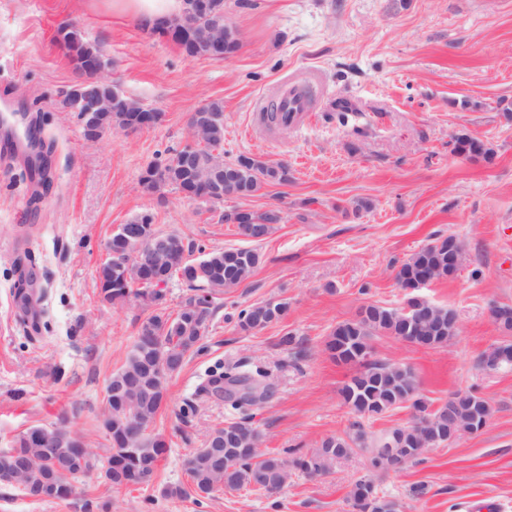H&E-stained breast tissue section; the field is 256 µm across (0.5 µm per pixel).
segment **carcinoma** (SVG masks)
<instances>
[{"label":"carcinoma","mask_w":512,"mask_h":512,"mask_svg":"<svg viewBox=\"0 0 512 512\" xmlns=\"http://www.w3.org/2000/svg\"><path fill=\"white\" fill-rule=\"evenodd\" d=\"M57 43L65 50L72 63L82 60L99 47L86 41L75 42L68 36H57ZM81 81L95 93L109 96L113 85L101 81L96 72L75 68ZM148 109L134 99L123 97L112 105V124L127 129ZM204 146L198 152L206 157L223 148L224 120L203 127ZM454 152L472 160L491 163L494 149L467 135L456 137ZM164 168L168 173L167 185L178 192L192 189L201 195L203 187L198 182L207 178L204 170L191 172L182 167V150L175 149L167 157L147 166L140 177L143 191H160L151 180L153 170ZM288 165L268 164L256 157L240 155L224 162V196L248 198L267 184L288 183ZM151 214H143L130 224V231L147 236L161 231L153 224ZM281 211L262 213L244 211L238 220V234L252 242L265 240L281 223ZM462 252V245L455 236H439L413 253L398 267L395 275L402 288L415 283H431L452 276L457 267L448 265L452 247ZM193 246L179 243L167 259L161 258L152 270H142L136 261L116 264L104 261L97 272L96 288L103 302L115 303L133 298L148 314L141 320L137 336L127 352L122 365L112 373L105 388V408L100 426L109 442L105 457L100 458L87 440L77 437L61 421L48 429L34 426L18 434L7 448L0 449V484L22 487L34 500L66 501L75 495L73 481L94 470L99 471L107 483L116 488L148 486L159 472L160 463L167 452V443L151 429L155 416L166 398V382L178 372L186 356L199 348L213 317L214 296L240 287L261 261L254 249H213L204 255L206 263L197 265L186 259L185 252ZM165 283L176 278L186 285L190 295L176 314L162 307L163 291L153 279ZM421 303L433 310V320L424 322L414 315H404L399 309H389L369 304L363 307L354 320L338 324L328 336L325 349L339 352L342 362L358 364L359 373L343 387L341 395L355 419L343 436H329L322 440L324 452L314 449L294 457L259 452L260 433L253 427L247 411L264 402L269 392L268 370L251 362H241L222 367L217 364L208 372L209 391L222 393L219 383L225 380L238 382L248 388L255 386L261 394L245 402H231L239 418L227 421V426L238 431L235 441L226 438L225 427L211 429L214 440L224 442L221 456L211 455L205 448L193 450L185 459V470L190 478L191 491L181 488L167 489V494L209 496L215 492L232 493L250 486L269 495L280 492L290 473L298 470L310 478L330 471L336 462V449L343 455L363 452L369 466L380 470L381 454L378 440L366 442L363 419H373L403 405L411 409L408 424L393 429L403 436L397 449L402 465L420 460V435L414 426L416 414L428 412L430 430L425 440L448 434V416L458 422H468V429H482L492 415L484 400L474 397V402L455 405L444 402L433 408L419 393V383L413 370L395 366L381 360H368L372 338L388 334L415 344L421 336L433 337V346L448 342L454 335V314L445 307L426 300ZM288 313V301L266 300L254 303L239 311L237 325L245 333H255L281 320ZM374 487L371 476L365 474L356 480L348 503L353 512H391L393 501L369 494Z\"/></svg>","instance_id":"obj_1"}]
</instances>
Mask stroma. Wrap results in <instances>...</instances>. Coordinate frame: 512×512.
I'll list each match as a JSON object with an SVG mask.
<instances>
[{"mask_svg":"<svg viewBox=\"0 0 512 512\" xmlns=\"http://www.w3.org/2000/svg\"><path fill=\"white\" fill-rule=\"evenodd\" d=\"M225 2L243 46L210 60L187 58L110 0H0V104L24 114L51 168L48 184L30 182L22 150L0 146V448L64 417L105 452V385L144 317L137 302L98 297L114 225L152 214L159 230L194 245L196 260L203 248L241 246L224 211L276 207L284 216L259 245L258 268L215 299L199 349L167 382L154 425L168 452L155 483L117 490L93 472L65 502L0 485V512H349L348 494L368 473L360 455L324 477L293 473L274 495L245 487L197 500L162 490L188 485L185 457L235 415L199 392L218 362L246 359L271 374L267 399L250 410L261 452L302 454L346 431L353 415L340 389L355 369L334 362L325 340L364 305L402 307L409 292L395 269L438 233L462 241V262L420 294L455 313V335L436 348L382 335L374 356L412 368L432 405L469 389L493 414L421 463L372 474L374 484L400 512H512V369L479 364L491 344L512 343L490 316L492 306H512V119L499 110L512 101V0ZM69 22L111 58L113 81L163 112L160 124L86 142L62 105L76 75L54 34ZM291 78L313 92L308 127L254 128L259 102ZM213 99L224 103L225 159L287 164L288 183L216 206L168 187L143 192L146 166L181 148L190 112ZM461 134L491 144L494 161L457 156ZM361 200L371 209L356 210ZM268 299L287 300V315L240 332L238 312ZM289 333L296 342L286 347Z\"/></svg>","mask_w":512,"mask_h":512,"instance_id":"obj_1","label":"stroma"}]
</instances>
